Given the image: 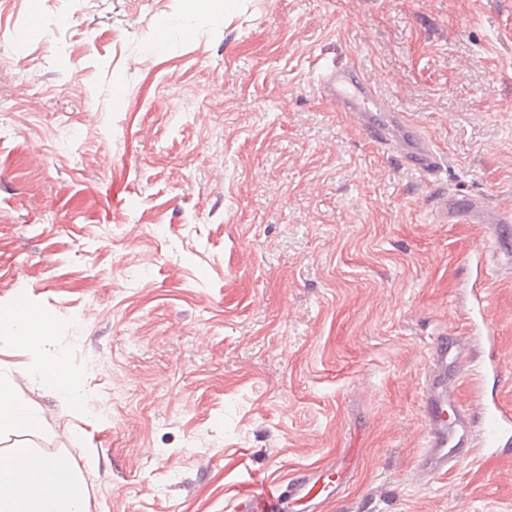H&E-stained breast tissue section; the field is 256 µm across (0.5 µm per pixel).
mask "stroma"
<instances>
[{
	"instance_id": "stroma-1",
	"label": "stroma",
	"mask_w": 512,
	"mask_h": 512,
	"mask_svg": "<svg viewBox=\"0 0 512 512\" xmlns=\"http://www.w3.org/2000/svg\"><path fill=\"white\" fill-rule=\"evenodd\" d=\"M358 65L512 208V0H7L0 6V374L90 512H234L360 449L324 512H512V461L423 476L435 337L486 320L512 404V280L474 224L325 99ZM64 355L86 405L33 364ZM22 307L24 309L1 310L0 324L1 326L5 324L13 330L11 337L18 345L36 349L40 346L50 321L36 308Z\"/></svg>"
}]
</instances>
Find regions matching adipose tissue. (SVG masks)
<instances>
[{"label":"adipose tissue","mask_w":512,"mask_h":512,"mask_svg":"<svg viewBox=\"0 0 512 512\" xmlns=\"http://www.w3.org/2000/svg\"><path fill=\"white\" fill-rule=\"evenodd\" d=\"M0 324L12 329L18 345L35 349L49 321L40 310L27 307L0 312ZM41 428L40 417L17 398L9 382L0 379V436L30 435ZM6 457V464L0 465V512H89L74 465L23 445L7 448Z\"/></svg>","instance_id":"ef3b65f1"}]
</instances>
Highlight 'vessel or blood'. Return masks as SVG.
Instances as JSON below:
<instances>
[{
    "mask_svg": "<svg viewBox=\"0 0 512 512\" xmlns=\"http://www.w3.org/2000/svg\"><path fill=\"white\" fill-rule=\"evenodd\" d=\"M320 89L337 110L349 113L363 135L393 154L426 181L435 183L445 160L425 135L420 123L392 108L360 69L332 66L325 70ZM442 224H478L482 242L495 255L512 259V209L494 207L481 196L443 192L437 198ZM468 337L440 335L434 342L429 381L422 404L427 440L421 469L429 475L446 473L462 448L478 444L484 457L503 460L512 445V406L487 401L479 381L461 392L449 379V366L464 367ZM355 458L345 452L333 469L300 473L283 482L254 484L240 490L234 512H318L338 496Z\"/></svg>",
    "mask_w": 512,
    "mask_h": 512,
    "instance_id": "b4317fda",
    "label": "vessel or blood"
}]
</instances>
